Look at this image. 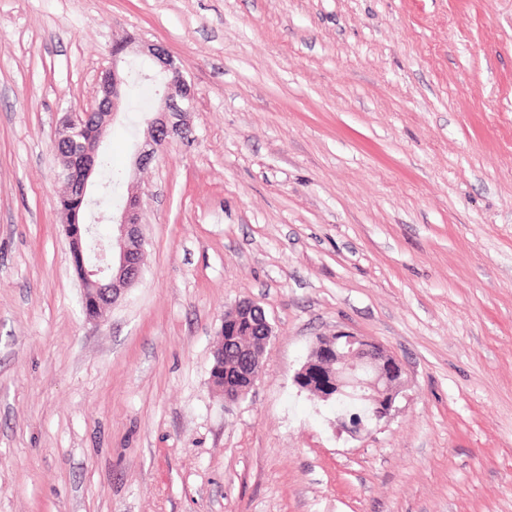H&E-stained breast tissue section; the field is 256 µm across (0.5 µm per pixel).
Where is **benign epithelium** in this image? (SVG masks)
I'll use <instances>...</instances> for the list:
<instances>
[{
    "mask_svg": "<svg viewBox=\"0 0 512 512\" xmlns=\"http://www.w3.org/2000/svg\"><path fill=\"white\" fill-rule=\"evenodd\" d=\"M128 43L112 45V67L100 75V95L83 112H65L60 120L55 148L60 177L68 191L60 199L61 224L69 243L76 245L74 267L83 288L82 304L86 317L101 321L122 291L141 276L144 239L140 230L141 199L130 195L124 204L109 215L94 217L97 223L112 225V239L95 242L94 262H87L86 251L90 225L78 221L79 213L87 212L94 203L89 186L96 172L100 144L106 128L119 110L127 74L117 68ZM159 66L163 94L147 120L146 141L135 156L134 165L144 167L168 146L173 139L188 132L185 115L193 106L195 93L188 84L183 67L174 57L159 48L148 49ZM258 323L263 343L273 336L264 308L251 300L237 302L224 313L211 366L212 383L224 388V401L235 403L244 399L260 380L263 353H250L232 383L224 378V347L236 345L243 324ZM294 383L303 391L329 402L357 401L365 414L342 418L343 430L357 434L369 433L389 419L396 399L405 387L404 369L400 361L375 341L350 332L339 331L315 342L306 362L294 376Z\"/></svg>",
    "mask_w": 512,
    "mask_h": 512,
    "instance_id": "7a95c632",
    "label": "benign epithelium"
}]
</instances>
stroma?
Instances as JSON below:
<instances>
[{
    "instance_id": "1",
    "label": "stroma",
    "mask_w": 512,
    "mask_h": 512,
    "mask_svg": "<svg viewBox=\"0 0 512 512\" xmlns=\"http://www.w3.org/2000/svg\"><path fill=\"white\" fill-rule=\"evenodd\" d=\"M119 40L196 97L141 170L159 83L108 126L146 244L93 322L54 139ZM244 298L273 336L228 404ZM340 330L405 370L356 436L293 382ZM0 512H512V0H0ZM252 322L259 324L262 335L258 336L250 331L243 332L242 344L250 350L257 349L263 341V350L259 353H249L243 362V367L237 371V378H232V383L229 384L225 382L224 373L232 374L236 371L239 362L234 355L224 353V345L235 346L240 336L239 327L245 324L249 328ZM217 336V345L213 352L214 364L210 370L211 381L214 386L218 383L221 388H224L225 402H239L248 395L261 378L263 353L266 344L273 336V327L261 305L251 300H241L224 313V322ZM263 336H266L264 340Z\"/></svg>"
}]
</instances>
